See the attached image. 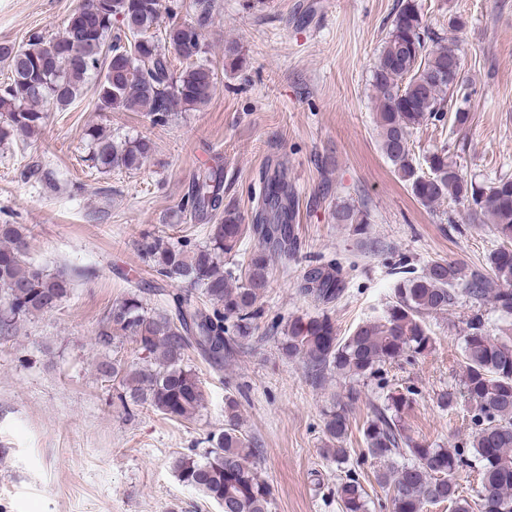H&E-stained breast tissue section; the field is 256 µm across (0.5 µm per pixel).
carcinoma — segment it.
Returning <instances> with one entry per match:
<instances>
[{
  "label": "carcinoma",
  "mask_w": 512,
  "mask_h": 512,
  "mask_svg": "<svg viewBox=\"0 0 512 512\" xmlns=\"http://www.w3.org/2000/svg\"><path fill=\"white\" fill-rule=\"evenodd\" d=\"M100 8H78L58 37L31 36L21 46L0 44V59L10 62L11 77L0 86V144L27 143L46 124L52 105L60 110L76 98L86 79H97V109L145 112L154 125L167 123L182 106L206 104L215 90V69L202 60V31L212 21L208 0H197L190 23L160 25L159 0H99ZM418 0H399L390 29L372 70L380 146L394 172L424 206L450 198L468 203L471 215L495 224L502 245L487 258L480 273L456 262L431 261L419 276L396 281L394 301L385 314L358 325L340 337L327 310L288 322L281 349L302 359L316 376L333 372L364 380L404 357L433 348L425 322L445 313L462 292L481 304L491 302L498 320L512 319V177L487 185L467 179L448 160L442 147L426 157L420 173L409 144L413 130L442 121L454 103L453 125L470 120L472 91L461 77L462 58L455 44L427 43ZM183 63L180 71L173 61ZM236 44L224 47V70L242 67ZM87 161L100 173L137 171L153 151L146 136L115 140L91 126L86 131ZM223 172L204 169L197 175L181 210L200 221L221 212L206 241L190 246L162 237L145 240L141 260L161 280L187 284L171 295L172 304L150 308L131 292L108 311L98 331L105 347L122 337L142 354V364L117 361L100 364V372L117 383L124 407H150L171 420L188 419L205 402L202 383L187 364L196 347L210 366L220 369L224 356L254 335L258 299L269 285L270 252L288 256L294 245L295 196L283 172L263 181L253 224L242 223L238 209L223 204ZM336 221L364 233L367 213L349 205L336 208ZM259 238L246 262L244 283H233L234 271L224 259L240 252L246 236ZM28 234L20 224H0V335H12L20 321L57 309L70 295L71 279L50 274L27 261ZM301 291L321 305L336 301L342 282L334 265H318L303 276ZM461 389L440 394L444 408L467 400L474 410L476 431L472 457L459 448H441L414 439L403 416L412 406V392L389 390L362 427L367 455L378 463L376 482L391 493L392 512H424L429 504L449 502L455 512H470L460 497L455 475L476 468L481 512H512V338L493 337L476 315L463 337ZM360 392L349 388L324 412L329 447L324 453L336 464L347 463L349 408ZM201 455L175 459L179 480L215 501L222 512H269L272 491L256 467L259 450L240 430L238 401L224 398V430L208 438ZM341 512H368L367 493L359 478L348 474L336 490Z\"/></svg>",
  "instance_id": "cac0c4a2"
}]
</instances>
